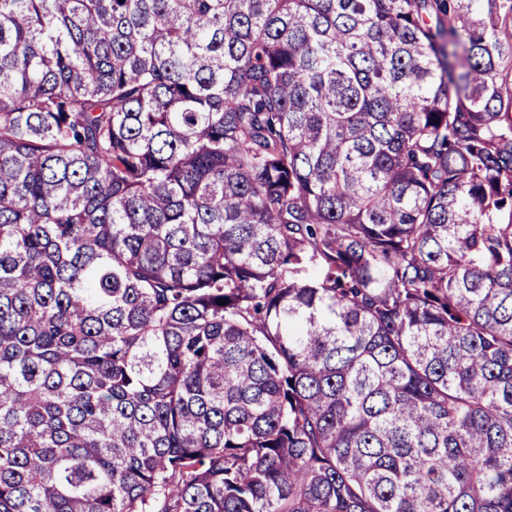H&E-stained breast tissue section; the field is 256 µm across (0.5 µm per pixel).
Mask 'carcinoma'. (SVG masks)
Wrapping results in <instances>:
<instances>
[{
    "label": "carcinoma",
    "instance_id": "cac0c4a2",
    "mask_svg": "<svg viewBox=\"0 0 512 512\" xmlns=\"http://www.w3.org/2000/svg\"><path fill=\"white\" fill-rule=\"evenodd\" d=\"M0 512H512V0H0Z\"/></svg>",
    "mask_w": 512,
    "mask_h": 512
}]
</instances>
